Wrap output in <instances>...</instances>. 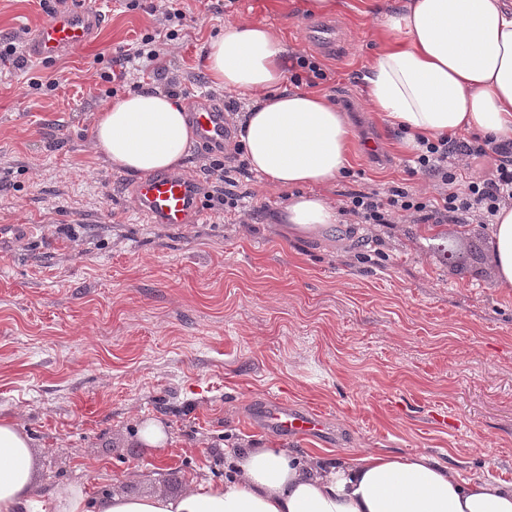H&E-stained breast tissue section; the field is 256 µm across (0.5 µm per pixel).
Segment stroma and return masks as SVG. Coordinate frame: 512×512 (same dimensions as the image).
<instances>
[{
	"label": "stroma",
	"instance_id": "stroma-1",
	"mask_svg": "<svg viewBox=\"0 0 512 512\" xmlns=\"http://www.w3.org/2000/svg\"><path fill=\"white\" fill-rule=\"evenodd\" d=\"M179 0L186 15L162 64L192 105L245 97L213 87L205 46L235 20L270 25L290 53L329 75L317 86L351 130V164L322 193L430 186L406 171L400 135L363 95L382 44L380 2ZM103 19L82 51L0 66V224L33 237L0 255V418L19 422L35 457L34 494L57 483L93 499L176 494L197 477L224 476V451L285 448L425 452L462 477L512 481V293L496 288L485 224H356L293 234L279 213L287 190L262 184L231 153L220 156L235 192L259 211L238 224L217 201L194 144L181 170L204 188L206 218L149 223L136 178L94 144L112 102L103 74L159 25L151 0H84ZM336 21L328 54L301 26ZM40 0H0V39L35 34ZM455 250V264L442 258ZM322 410L327 435L285 437L260 426L270 397ZM174 438L161 478L138 442L141 421Z\"/></svg>",
	"mask_w": 512,
	"mask_h": 512
}]
</instances>
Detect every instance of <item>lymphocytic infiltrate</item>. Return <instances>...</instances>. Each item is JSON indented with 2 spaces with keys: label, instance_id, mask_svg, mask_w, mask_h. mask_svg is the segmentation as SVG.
<instances>
[{
  "label": "lymphocytic infiltrate",
  "instance_id": "obj_1",
  "mask_svg": "<svg viewBox=\"0 0 512 512\" xmlns=\"http://www.w3.org/2000/svg\"><path fill=\"white\" fill-rule=\"evenodd\" d=\"M162 25L145 34L135 55L123 54L112 60L106 79L123 89L128 66L134 60L153 64L154 75H161L158 61L178 38L173 22L184 14L176 0H162ZM492 160L487 174H473L475 163ZM409 174L424 173L434 182L432 192L391 187L387 193H355L341 209L360 224H490L500 206L512 202V139L496 141L480 134L442 135L420 140L412 157Z\"/></svg>",
  "mask_w": 512,
  "mask_h": 512
}]
</instances>
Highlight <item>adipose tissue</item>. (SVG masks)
<instances>
[{"mask_svg": "<svg viewBox=\"0 0 512 512\" xmlns=\"http://www.w3.org/2000/svg\"><path fill=\"white\" fill-rule=\"evenodd\" d=\"M385 39L366 71L372 111L406 132V147L474 131L512 138V0H399L380 16ZM288 48L269 25L228 22L207 44L211 82L247 97L239 144L267 184L298 188L281 219L302 235L338 223L321 195L350 164V132L321 94L284 88ZM110 163L138 176L175 168L195 132L181 100L147 89L112 103L94 130ZM497 287L512 289V205L501 206L487 241ZM232 472L191 481L176 495L115 494L93 512H512V482L462 478L424 454L375 450L326 462L272 444L225 449ZM31 441L0 420V512H92L83 489L33 494Z\"/></svg>", "mask_w": 512, "mask_h": 512, "instance_id": "1", "label": "adipose tissue"}]
</instances>
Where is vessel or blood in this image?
<instances>
[{
    "mask_svg": "<svg viewBox=\"0 0 512 512\" xmlns=\"http://www.w3.org/2000/svg\"><path fill=\"white\" fill-rule=\"evenodd\" d=\"M101 17L87 10L59 14L41 26L30 45L33 58L45 60L61 52H77L90 42ZM308 37L324 51L335 53L336 29L331 22L316 20L305 25ZM190 117L202 145L217 149L224 142V111L208 103L192 107ZM147 221L167 227L196 224L205 217L198 180L178 172L152 173L132 187ZM259 422L283 435L317 437L324 435V415L289 407L281 399L269 400L258 413Z\"/></svg>",
    "mask_w": 512,
    "mask_h": 512,
    "instance_id": "1",
    "label": "vessel or blood"
}]
</instances>
